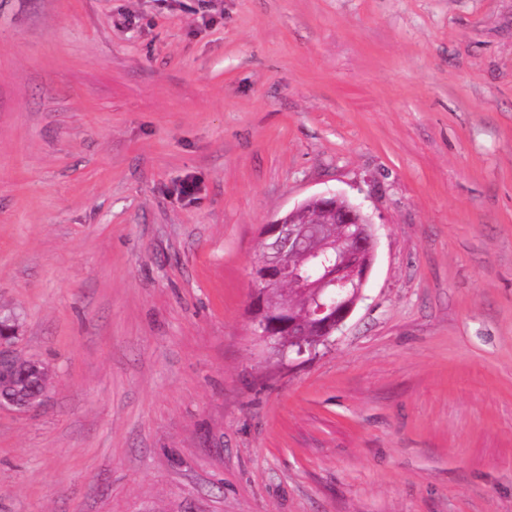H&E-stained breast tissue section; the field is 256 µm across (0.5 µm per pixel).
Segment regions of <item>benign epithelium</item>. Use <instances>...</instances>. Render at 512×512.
Listing matches in <instances>:
<instances>
[{
	"label": "benign epithelium",
	"mask_w": 512,
	"mask_h": 512,
	"mask_svg": "<svg viewBox=\"0 0 512 512\" xmlns=\"http://www.w3.org/2000/svg\"><path fill=\"white\" fill-rule=\"evenodd\" d=\"M319 209L300 221L283 216L262 227V239H276L288 258L261 259L254 266V289L250 301L253 322L259 336L277 340L281 336H303L294 318L296 307L278 310L266 306L265 289L292 287L306 300L304 311L316 318L317 342L327 340L344 323L362 297L369 270L361 264L362 252L376 245L374 223L360 206L339 195L318 196ZM334 224L336 236L322 248L313 241L318 227ZM18 325L0 326V383L7 381L6 370L22 365L38 369L49 379L47 368L34 360H24L15 351Z\"/></svg>",
	"instance_id": "7a95c632"
}]
</instances>
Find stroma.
I'll list each match as a JSON object with an SVG mask.
<instances>
[{
    "label": "stroma",
    "mask_w": 512,
    "mask_h": 512,
    "mask_svg": "<svg viewBox=\"0 0 512 512\" xmlns=\"http://www.w3.org/2000/svg\"><path fill=\"white\" fill-rule=\"evenodd\" d=\"M332 194L363 297L275 352L262 227ZM0 314V512H512V0H0ZM10 318L4 317L1 318L0 324L3 325L0 326V383L6 382V369H14L22 365L32 366L35 367L40 374L43 375L45 387L47 384V381L49 379V371L48 369L43 366L38 361L34 360H24L22 359L15 351V345H16V339H18L19 336V328L18 325H12L9 323ZM5 325V326H4ZM10 326V327H6ZM40 366L43 368L41 369ZM44 387V390H45ZM43 390V392H44ZM43 392L35 395L34 397L30 398L28 403L23 407L24 410L27 409H35L40 405V398L43 394Z\"/></svg>",
    "instance_id": "35a3bbf8"
}]
</instances>
